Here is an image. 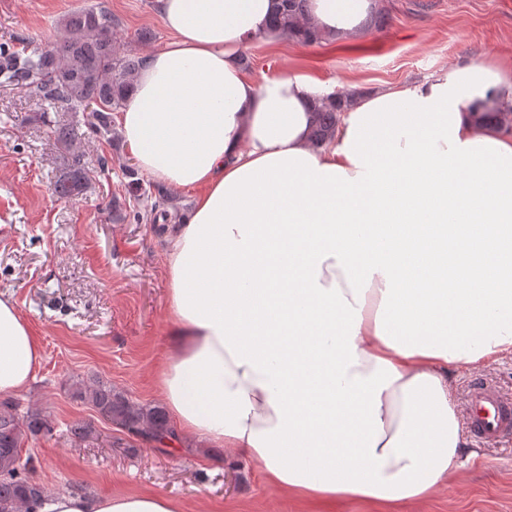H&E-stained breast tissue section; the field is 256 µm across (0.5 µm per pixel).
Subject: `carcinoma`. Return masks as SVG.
<instances>
[{"label": "carcinoma", "instance_id": "cac0c4a2", "mask_svg": "<svg viewBox=\"0 0 512 512\" xmlns=\"http://www.w3.org/2000/svg\"><path fill=\"white\" fill-rule=\"evenodd\" d=\"M308 0H277L272 25L295 42L313 45L323 34L306 18ZM112 18L102 11L83 8L69 14L63 33L52 42L34 44L20 38L25 49L0 43V87L17 91L36 101L38 121L49 127L67 163L54 181L59 198L73 199L87 180L84 155L75 146V129L82 123L99 136L108 131L105 113L121 109L142 66L143 58L127 53L114 36ZM351 94L316 107L314 140L330 139L342 103ZM77 395L121 432L162 442L178 437L165 410L141 407L104 383H79ZM51 420L37 411L21 412L12 400L0 401V512H38L48 499L47 491L20 462L19 450L26 440L51 434ZM95 432L92 424L77 421L68 436L84 442Z\"/></svg>", "mask_w": 512, "mask_h": 512}]
</instances>
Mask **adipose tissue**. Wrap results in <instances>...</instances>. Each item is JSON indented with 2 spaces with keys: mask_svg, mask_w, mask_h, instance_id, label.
<instances>
[{
  "mask_svg": "<svg viewBox=\"0 0 512 512\" xmlns=\"http://www.w3.org/2000/svg\"><path fill=\"white\" fill-rule=\"evenodd\" d=\"M119 129L141 171L192 192L167 253L170 342L158 391L180 436L245 451L301 501L396 508L456 480L469 436L450 374L512 354V75L457 65L345 107L315 144L306 75L256 82L275 0H156ZM373 0H310L352 40ZM42 345L0 295V395ZM45 512H183L155 493L53 495Z\"/></svg>",
  "mask_w": 512,
  "mask_h": 512,
  "instance_id": "obj_1",
  "label": "adipose tissue"
}]
</instances>
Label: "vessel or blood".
Instances as JSON below:
<instances>
[{
  "mask_svg": "<svg viewBox=\"0 0 512 512\" xmlns=\"http://www.w3.org/2000/svg\"><path fill=\"white\" fill-rule=\"evenodd\" d=\"M468 425L479 441L493 444L512 435V399L482 380H474L467 396Z\"/></svg>",
  "mask_w": 512,
  "mask_h": 512,
  "instance_id": "b4317fda",
  "label": "vessel or blood"
}]
</instances>
